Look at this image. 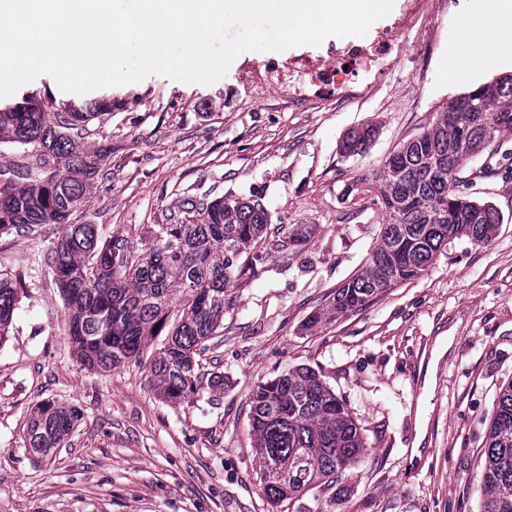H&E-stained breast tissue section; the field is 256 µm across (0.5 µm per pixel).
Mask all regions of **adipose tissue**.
Wrapping results in <instances>:
<instances>
[{"mask_svg":"<svg viewBox=\"0 0 512 512\" xmlns=\"http://www.w3.org/2000/svg\"><path fill=\"white\" fill-rule=\"evenodd\" d=\"M498 53H512V0H495L478 22L463 25L460 45L450 56L449 79L457 81L489 67Z\"/></svg>","mask_w":512,"mask_h":512,"instance_id":"obj_1","label":"adipose tissue"}]
</instances>
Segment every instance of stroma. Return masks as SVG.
Returning a JSON list of instances; mask_svg holds the SVG:
<instances>
[{
	"label": "stroma",
	"instance_id": "stroma-1",
	"mask_svg": "<svg viewBox=\"0 0 512 512\" xmlns=\"http://www.w3.org/2000/svg\"><path fill=\"white\" fill-rule=\"evenodd\" d=\"M492 0H394L362 36L282 52L247 51L210 85L153 74L94 90L112 101L86 143L109 154L72 223L127 240L135 255L192 202L254 199L272 227H314L269 255L224 296L222 343L201 355L224 389L172 404L143 354L107 372L85 367L66 335V307L47 265L58 229L0 236V276L24 280L0 344V512H273L258 478L250 397L306 365L345 397L372 451L336 495L284 512H480L483 439L499 386L512 380V132L493 158L469 160L466 190L501 215L493 237L449 244L417 278L306 333L301 325L355 275L386 220L370 199L345 200L448 102L504 72L512 56L448 82L442 69L461 21ZM384 41L375 62L358 50ZM372 123L368 152L338 145ZM452 339L440 358L438 337ZM82 417L64 447L25 442L38 403Z\"/></svg>",
	"mask_w": 512,
	"mask_h": 512
}]
</instances>
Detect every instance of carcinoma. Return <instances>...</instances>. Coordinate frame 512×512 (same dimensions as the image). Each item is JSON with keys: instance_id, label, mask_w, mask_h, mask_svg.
<instances>
[{"instance_id": "cac0c4a2", "label": "carcinoma", "mask_w": 512, "mask_h": 512, "mask_svg": "<svg viewBox=\"0 0 512 512\" xmlns=\"http://www.w3.org/2000/svg\"><path fill=\"white\" fill-rule=\"evenodd\" d=\"M112 105L89 101L59 111L29 95L0 109V145L30 152L34 163L0 167V236L62 228L47 256L67 309V333L80 360L108 370L139 358L146 344L166 340L150 364L159 394L181 403L224 386V374L201 371L200 353L224 331V295L268 257L257 245L268 235V214L256 200L215 198L192 206L188 217L160 227L162 245L137 259L126 240L100 237L95 224H71L107 149L88 152L92 121ZM512 130V74L453 99L402 144L371 178H354L344 195L365 193L387 221L361 271L336 289L301 325L311 331L359 311L380 293L419 276L457 239H491L496 206L458 190L476 153ZM377 127L351 129L340 152L367 151ZM52 166L51 176L39 172ZM16 284L0 278V342L9 332ZM180 301L173 311L174 301ZM81 412L53 401L39 404L27 426V447L45 454L64 446ZM250 428L262 491L273 507L317 491L334 492L347 470L368 456L362 428L347 402L322 375L299 365L253 390ZM480 481L482 512H512V382L503 385L486 431Z\"/></svg>"}]
</instances>
